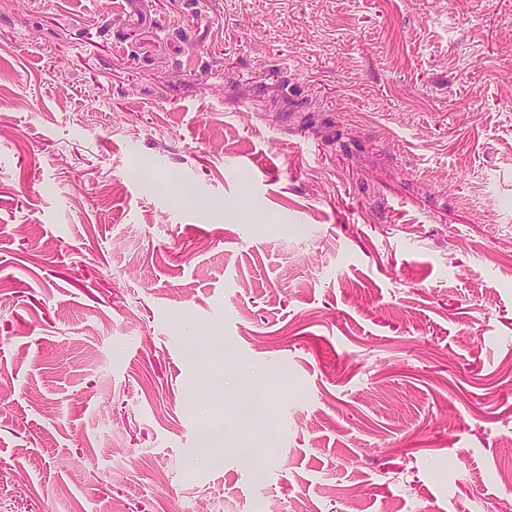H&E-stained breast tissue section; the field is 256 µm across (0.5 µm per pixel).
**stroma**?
<instances>
[{"label": "stroma", "mask_w": 512, "mask_h": 512, "mask_svg": "<svg viewBox=\"0 0 512 512\" xmlns=\"http://www.w3.org/2000/svg\"><path fill=\"white\" fill-rule=\"evenodd\" d=\"M140 7L0 0V512H512V0Z\"/></svg>", "instance_id": "stroma-1"}]
</instances>
